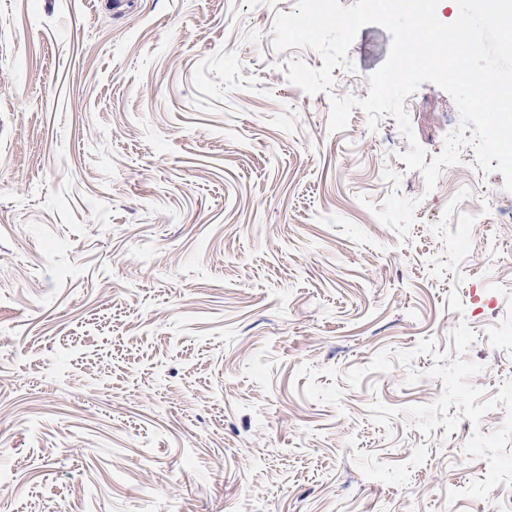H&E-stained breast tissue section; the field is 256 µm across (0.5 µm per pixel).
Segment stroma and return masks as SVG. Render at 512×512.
<instances>
[{"mask_svg":"<svg viewBox=\"0 0 512 512\" xmlns=\"http://www.w3.org/2000/svg\"><path fill=\"white\" fill-rule=\"evenodd\" d=\"M295 7L0 0V512H512V193L331 131L391 36L309 95Z\"/></svg>","mask_w":512,"mask_h":512,"instance_id":"1","label":"stroma"}]
</instances>
